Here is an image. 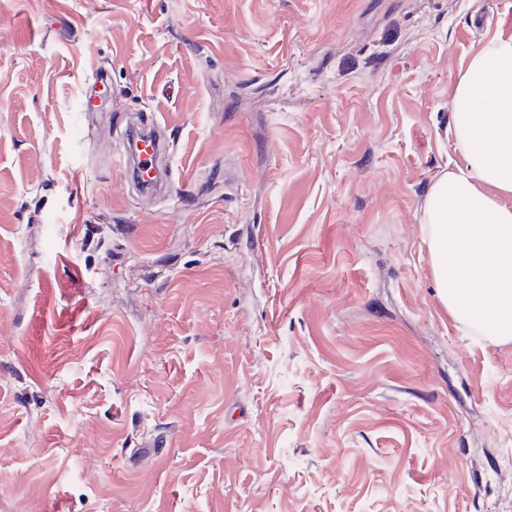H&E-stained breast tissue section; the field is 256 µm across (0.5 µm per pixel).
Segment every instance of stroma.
<instances>
[{"label": "stroma", "instance_id": "obj_1", "mask_svg": "<svg viewBox=\"0 0 512 512\" xmlns=\"http://www.w3.org/2000/svg\"><path fill=\"white\" fill-rule=\"evenodd\" d=\"M498 35L512 0H0V512H512V341L421 230ZM157 123H148L140 115H133L128 124L127 143L120 154L118 164L126 177L143 193H154L165 178L170 177L168 144L156 132ZM139 129L135 149L129 147L131 134Z\"/></svg>", "mask_w": 512, "mask_h": 512}]
</instances>
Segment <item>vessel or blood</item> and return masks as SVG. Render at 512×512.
Segmentation results:
<instances>
[{"label":"vessel or blood","instance_id":"1","mask_svg":"<svg viewBox=\"0 0 512 512\" xmlns=\"http://www.w3.org/2000/svg\"><path fill=\"white\" fill-rule=\"evenodd\" d=\"M128 128L136 133L135 145L124 149L118 164L141 192H156L170 175L166 162L168 144L157 134L154 125L140 116H133Z\"/></svg>","mask_w":512,"mask_h":512}]
</instances>
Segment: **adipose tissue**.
<instances>
[{"mask_svg": "<svg viewBox=\"0 0 512 512\" xmlns=\"http://www.w3.org/2000/svg\"><path fill=\"white\" fill-rule=\"evenodd\" d=\"M455 101L464 166L430 185L422 217L433 279L457 319L512 341V38L472 58Z\"/></svg>", "mask_w": 512, "mask_h": 512, "instance_id": "obj_1", "label": "adipose tissue"}]
</instances>
